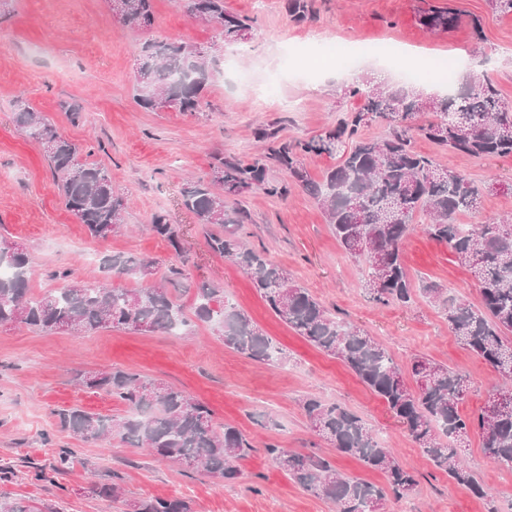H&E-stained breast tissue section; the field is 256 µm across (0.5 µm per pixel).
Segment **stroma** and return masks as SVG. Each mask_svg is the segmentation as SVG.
<instances>
[{
    "label": "stroma",
    "mask_w": 512,
    "mask_h": 512,
    "mask_svg": "<svg viewBox=\"0 0 512 512\" xmlns=\"http://www.w3.org/2000/svg\"><path fill=\"white\" fill-rule=\"evenodd\" d=\"M420 4L315 0L313 18L296 24L288 18L285 0H224L226 10L252 21L250 39L228 45L214 26L189 15L180 0H154L152 37L196 47L215 62L207 90L212 107L191 113L145 112L136 105L139 36L116 21L108 0H8L9 17L0 23V244L27 250L29 285L37 292L58 287L54 274L60 270L87 282L101 279L103 257L115 253L154 261L163 273L176 255L152 231L151 219L164 210L184 239L188 277L178 296L186 323L174 334L103 329L78 337L23 324L0 326V467L18 466L23 456L47 465L61 448L79 449L81 458L56 485L25 479L5 484V491L59 502L63 512H131V502L146 497H182L193 512H335L266 453L270 444L314 451L339 472L384 485L382 474L336 453L310 428L301 401L315 395L362 416L374 437L418 475L415 491L388 498L384 512H506L512 505V470L485 458L479 434L470 433L461 443V456L483 488L477 495L436 469L343 362L282 322L237 266L209 250L207 227L179 205L185 180L206 176L216 158L250 162L265 153L266 143L254 137L256 127L310 137L342 118L341 80L326 70L312 75L302 65L286 64L282 45L287 41L312 47L323 41L391 40L421 62L456 57L469 71L487 75L512 105V15L494 12L488 0H450L464 15L480 19L483 36L474 38L466 24L433 35L417 21ZM272 75L280 79L278 98L260 97V86ZM20 99L42 112L81 153L108 168L112 188L125 203L124 224L108 238L90 236L66 210L42 145L14 125ZM64 102L83 106L78 124L61 110ZM416 146L479 183L512 175L511 157L476 159L424 139ZM238 202L248 215L241 232L249 244L287 269L331 314L386 344L401 368L419 355L466 376L471 391L463 412L480 407L499 385L498 374L456 341L441 310L422 295L407 307L370 301L361 266L346 258L322 211L299 187L283 198L248 191ZM426 222L417 214L403 244L414 283L433 282L479 303L470 272L426 234ZM205 282L223 288L226 301L276 342L282 350L278 360L259 362L224 347L210 325L195 318L196 289ZM110 368L176 386L208 405L217 422L241 431L253 450L240 476L226 482L171 465L117 437L103 445L83 444L61 431L51 414L57 407L124 416L122 406L78 383V373ZM115 476L123 487L118 501L86 495L91 481Z\"/></svg>",
    "instance_id": "1"
}]
</instances>
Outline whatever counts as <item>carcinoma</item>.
Instances as JSON below:
<instances>
[{
    "mask_svg": "<svg viewBox=\"0 0 512 512\" xmlns=\"http://www.w3.org/2000/svg\"><path fill=\"white\" fill-rule=\"evenodd\" d=\"M121 25L147 33L154 25L153 0H121ZM186 11L220 30L224 43L247 39L249 19L224 8V0H180ZM290 20L301 24L314 12V0H286ZM462 14L451 7L427 2L418 9V22L430 32H445L461 24ZM139 75L134 100L145 112H163L169 103L176 112H200L210 106L205 90L213 76L197 48L146 39L138 46ZM341 98L362 100L335 127L308 138H281L279 130L260 126V141H271L267 152L251 163L222 157L204 178L181 188L180 205L197 223L217 225L207 236L209 249L237 265L251 280L267 307L288 327L324 354L342 361L386 406L433 465L456 484L483 494L476 473L460 461L459 441L472 430L479 432L485 457L512 468V218L466 229L454 223L456 215L475 212L485 190L458 172L438 167L433 158L416 149L425 139L476 158L512 157V110L487 77L466 76L457 91L427 95L413 84L362 88L348 85ZM13 122L26 136L44 143L65 207L95 238H107L122 223L124 202L112 188L106 166L79 159V147L58 134L42 113L19 100ZM382 122L388 133L381 138L363 136L365 127ZM338 158L321 179L311 177L305 159ZM288 175V182L271 176L273 169ZM300 187L319 204L327 224L344 251L361 263L364 288L379 304L407 307L415 286L402 256V244L414 229L416 214L430 218L427 235L446 246L465 265L481 294L476 307L450 296L436 284L421 291L440 308L456 340L497 371L504 385L489 394L477 414L467 416L459 405L470 391L469 381L448 366L422 356L411 359L404 376L393 355L365 330L338 320L299 286L288 270L263 252L249 247L239 233L247 220L236 196L257 189L283 197L289 185ZM152 231L168 241L179 263L168 268L165 282L186 279L185 246L180 230L165 213H156ZM25 250L10 252L0 246V265L10 275L0 278V325L22 323L52 331L61 322L71 324L78 336L98 329H129L171 333L185 325L183 307L169 289L154 282L155 264L125 254L103 261V269L119 278L146 283L125 288L112 283H88L69 278L60 288L32 294ZM197 320L209 324L224 346L247 357L270 362L280 348L260 332L243 313L228 304L224 290L204 283L194 303ZM80 385L123 404L129 415L116 419L83 407L51 411L57 424L86 443L120 439L145 448L161 460L184 464L211 477L233 481L240 463L252 448L237 428L221 424L212 410L184 391L155 383L127 370L87 372ZM303 410L318 435L336 452L357 458L386 477L378 487L336 471L329 459L302 454L276 445L267 454L304 490L328 501L337 512H378L387 496L400 499L418 486L416 475L404 468L393 452L373 436L365 420L339 402L316 396L303 399ZM79 459L78 449L61 448L55 463L38 468L34 480L52 482L54 476ZM88 493L118 500L117 481L95 482ZM0 512H59L47 504L35 506L26 498L0 496ZM133 512H191L181 498L148 497L133 504Z\"/></svg>",
    "mask_w": 512,
    "mask_h": 512,
    "instance_id": "carcinoma-1",
    "label": "carcinoma"
}]
</instances>
